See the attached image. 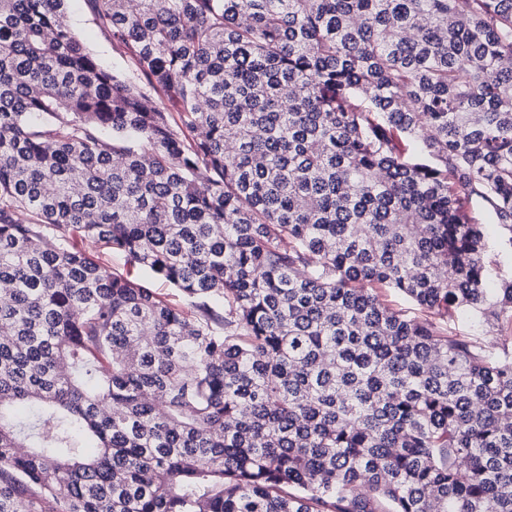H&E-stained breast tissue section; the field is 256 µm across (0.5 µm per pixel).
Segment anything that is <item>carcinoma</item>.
I'll use <instances>...</instances> for the list:
<instances>
[{"mask_svg": "<svg viewBox=\"0 0 512 512\" xmlns=\"http://www.w3.org/2000/svg\"><path fill=\"white\" fill-rule=\"evenodd\" d=\"M65 2L0 0V512H512V0H85L128 74ZM66 19L70 27L77 33L87 50L107 69L123 71L125 62L112 46V41L95 25L86 9L83 0H68ZM470 208L479 224L483 225L489 245L488 259L492 261V280L494 288L501 279L512 278V246L505 242L504 234L497 224H489L487 208L478 198L471 200ZM78 246L82 250L93 254L114 274L137 277L145 286L159 293L170 304L176 307H186V301L178 290L171 288L162 281L140 270L130 263L129 259L124 254L111 252L103 248L100 243L88 239L83 241L79 240ZM375 292L389 308L408 317H424L410 298L392 288H376ZM448 330L457 336H468L486 346L489 336H499L496 327L488 325H479L469 315L462 314L454 322L448 324Z\"/></svg>", "mask_w": 512, "mask_h": 512, "instance_id": "obj_1", "label": "carcinoma"}]
</instances>
